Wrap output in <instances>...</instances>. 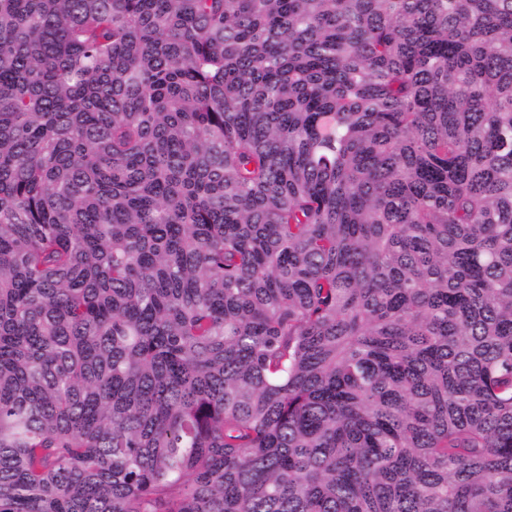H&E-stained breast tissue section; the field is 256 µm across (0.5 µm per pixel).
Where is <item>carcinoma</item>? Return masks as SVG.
<instances>
[{"mask_svg":"<svg viewBox=\"0 0 512 512\" xmlns=\"http://www.w3.org/2000/svg\"><path fill=\"white\" fill-rule=\"evenodd\" d=\"M0 512H512V0H0Z\"/></svg>","mask_w":512,"mask_h":512,"instance_id":"1","label":"carcinoma"}]
</instances>
